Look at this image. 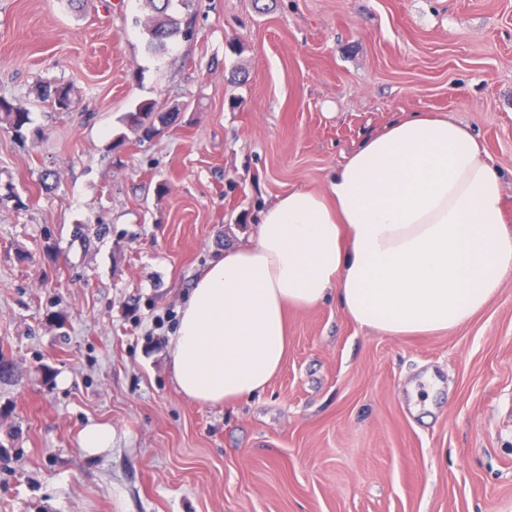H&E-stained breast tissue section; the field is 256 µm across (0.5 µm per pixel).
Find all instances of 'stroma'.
<instances>
[{
    "label": "stroma",
    "instance_id": "stroma-1",
    "mask_svg": "<svg viewBox=\"0 0 512 512\" xmlns=\"http://www.w3.org/2000/svg\"><path fill=\"white\" fill-rule=\"evenodd\" d=\"M194 10L197 37L154 55L144 0H0V97L32 118L0 123V512H512V279L445 335L289 310L281 370L229 405L170 366L197 276L399 117L465 123L512 225V0ZM143 100L180 126L138 141L121 118ZM92 421L112 426L93 456ZM54 87L56 90H59L63 93V97L66 101V105H62L60 103H56V101L50 96V89ZM38 96L44 103H48L55 110H59L61 112H68L72 110L76 104V94L74 88L70 84L57 83V82H43L38 87ZM30 110L20 102L0 98V121L8 125L15 134L22 136L32 119ZM80 448L89 455L99 454L112 446V426L108 423H89L79 436Z\"/></svg>",
    "mask_w": 512,
    "mask_h": 512
}]
</instances>
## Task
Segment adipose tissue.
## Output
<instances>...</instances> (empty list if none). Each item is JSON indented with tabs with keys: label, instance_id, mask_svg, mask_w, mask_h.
I'll return each mask as SVG.
<instances>
[{
	"label": "adipose tissue",
	"instance_id": "adipose-tissue-1",
	"mask_svg": "<svg viewBox=\"0 0 512 512\" xmlns=\"http://www.w3.org/2000/svg\"><path fill=\"white\" fill-rule=\"evenodd\" d=\"M502 181L449 113L417 112L365 138L327 192L279 196L253 242L196 279L170 340L179 391L203 405L265 391L288 349V310L331 299L385 336L456 330L512 278Z\"/></svg>",
	"mask_w": 512,
	"mask_h": 512
}]
</instances>
